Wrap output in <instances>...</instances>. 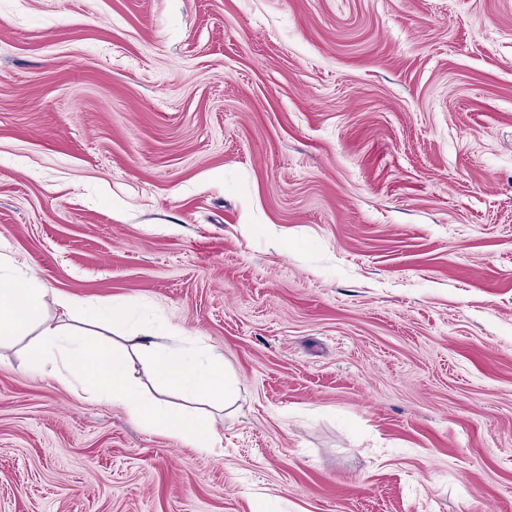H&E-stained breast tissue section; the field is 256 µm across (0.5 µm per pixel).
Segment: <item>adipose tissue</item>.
<instances>
[{
    "instance_id": "obj_1",
    "label": "adipose tissue",
    "mask_w": 512,
    "mask_h": 512,
    "mask_svg": "<svg viewBox=\"0 0 512 512\" xmlns=\"http://www.w3.org/2000/svg\"><path fill=\"white\" fill-rule=\"evenodd\" d=\"M53 305L64 311V318L50 315ZM127 320L125 305L64 294L41 283L34 265L0 257V340L31 335L27 356L34 371L122 407L134 420L174 433L202 454H216L221 437L213 412L230 402L223 355L184 341L182 329L170 325L138 342L132 356L119 343L97 338L96 328ZM142 370L158 396L143 392Z\"/></svg>"
}]
</instances>
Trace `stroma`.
I'll return each instance as SVG.
<instances>
[{
  "label": "stroma",
  "mask_w": 512,
  "mask_h": 512,
  "mask_svg": "<svg viewBox=\"0 0 512 512\" xmlns=\"http://www.w3.org/2000/svg\"><path fill=\"white\" fill-rule=\"evenodd\" d=\"M0 245L235 382L207 456L0 345V512H512V0H0Z\"/></svg>",
  "instance_id": "stroma-1"
}]
</instances>
